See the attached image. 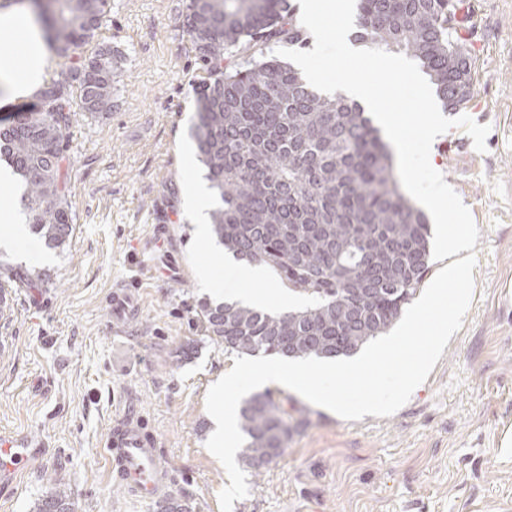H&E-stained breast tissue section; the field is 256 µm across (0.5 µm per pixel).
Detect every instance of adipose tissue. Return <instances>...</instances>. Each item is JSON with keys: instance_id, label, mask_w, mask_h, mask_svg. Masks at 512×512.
<instances>
[{"instance_id": "ef3b65f1", "label": "adipose tissue", "mask_w": 512, "mask_h": 512, "mask_svg": "<svg viewBox=\"0 0 512 512\" xmlns=\"http://www.w3.org/2000/svg\"><path fill=\"white\" fill-rule=\"evenodd\" d=\"M0 41L20 45L17 52L0 57V78L6 80L11 97L30 95L40 85L47 64L42 35L33 18L13 9L0 12ZM227 263L240 279L251 284L250 289L238 294L244 304L261 307L275 296L282 303H291L290 295L267 282L263 267L233 257L228 258Z\"/></svg>"}]
</instances>
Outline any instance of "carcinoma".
<instances>
[{
    "instance_id": "carcinoma-1",
    "label": "carcinoma",
    "mask_w": 512,
    "mask_h": 512,
    "mask_svg": "<svg viewBox=\"0 0 512 512\" xmlns=\"http://www.w3.org/2000/svg\"><path fill=\"white\" fill-rule=\"evenodd\" d=\"M45 38L68 56L100 28L107 0H30ZM457 0H357V35L369 48L416 60L443 107L474 94L472 58L454 33ZM291 0H190L186 27L206 76L194 89L192 137L214 199L211 233L239 259L274 270L306 306L268 313L203 298L210 340L245 355L339 358L385 334L430 272L431 228L405 197L392 152L365 110L324 94L302 72L266 54L231 69L243 43L304 41ZM117 55L99 49L39 92V105L0 126V162L25 179L21 202L46 247L71 236L62 164L77 114L112 107ZM241 460L280 458L292 425L265 392L239 413ZM35 512H73L53 480Z\"/></svg>"
}]
</instances>
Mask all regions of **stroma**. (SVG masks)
I'll use <instances>...</instances> for the list:
<instances>
[{
	"instance_id": "stroma-1",
	"label": "stroma",
	"mask_w": 512,
	"mask_h": 512,
	"mask_svg": "<svg viewBox=\"0 0 512 512\" xmlns=\"http://www.w3.org/2000/svg\"><path fill=\"white\" fill-rule=\"evenodd\" d=\"M189 0H109L87 52L121 54L112 107L79 116L63 169L73 233L59 249L24 233L0 248V433L40 451L0 491V512H34L48 478L73 512H158L113 482L112 422L133 410L169 463L168 493L190 512H220L229 480L206 449L209 388L234 365L197 316L200 298L242 282L188 205L206 187L190 137L201 63L185 27ZM475 63L465 113L490 128L485 152L454 128L430 162L479 230L474 291L462 328L410 400L388 417L345 420L277 383L300 425L284 455L233 512H512V0H460ZM213 276L202 281L199 269ZM37 270L36 282L21 280ZM138 301L114 323L116 288ZM197 351L182 360L187 341Z\"/></svg>"
}]
</instances>
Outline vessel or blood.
I'll return each mask as SVG.
<instances>
[{
    "mask_svg": "<svg viewBox=\"0 0 512 512\" xmlns=\"http://www.w3.org/2000/svg\"><path fill=\"white\" fill-rule=\"evenodd\" d=\"M111 309L117 321H125L136 309L133 296L122 288L113 290ZM34 454L27 443L0 435V488L11 486ZM106 457L113 479L139 499L153 500L169 479V468L154 438L132 415L115 420L106 443Z\"/></svg>",
    "mask_w": 512,
    "mask_h": 512,
    "instance_id": "b4317fda",
    "label": "vessel or blood"
}]
</instances>
